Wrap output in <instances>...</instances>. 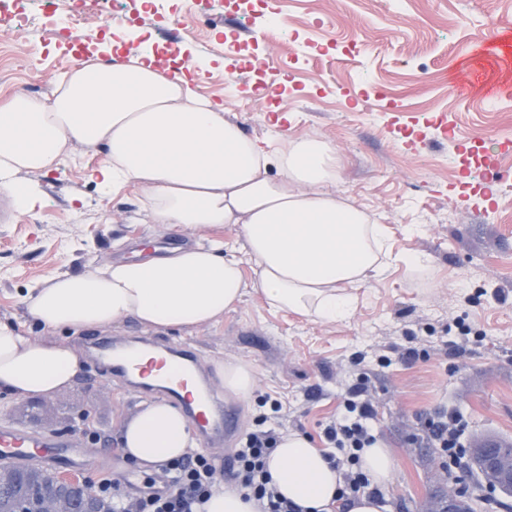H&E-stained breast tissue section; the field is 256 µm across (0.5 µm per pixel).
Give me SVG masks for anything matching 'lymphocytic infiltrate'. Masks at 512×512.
I'll use <instances>...</instances> for the list:
<instances>
[{
	"instance_id": "lymphocytic-infiltrate-1",
	"label": "lymphocytic infiltrate",
	"mask_w": 512,
	"mask_h": 512,
	"mask_svg": "<svg viewBox=\"0 0 512 512\" xmlns=\"http://www.w3.org/2000/svg\"><path fill=\"white\" fill-rule=\"evenodd\" d=\"M374 408L362 386L349 389L344 410L336 421L324 429L328 444L342 450L346 467L339 499L368 494L379 497L380 490L363 472L360 458L363 449L373 447L376 437L369 425ZM279 423L263 417L248 432L239 448L232 453L233 464L225 473H218L212 459L197 452H188L180 460L162 464L165 477L162 487L129 494L118 491L114 481L100 482V492L111 495L112 512H201L202 505L215 492L219 481H227L244 499L256 500L259 512H301L300 506L281 496L272 483L267 461L277 445ZM465 420L460 412L444 410L422 422L414 440L430 448L442 449L448 457L458 456L463 447Z\"/></svg>"
}]
</instances>
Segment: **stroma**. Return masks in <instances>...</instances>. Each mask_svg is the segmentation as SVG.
Here are the masks:
<instances>
[{
    "mask_svg": "<svg viewBox=\"0 0 512 512\" xmlns=\"http://www.w3.org/2000/svg\"><path fill=\"white\" fill-rule=\"evenodd\" d=\"M172 4L174 14L189 17L179 37L151 6L132 0L120 23L89 28L84 52L109 43L127 58L133 34L154 51L170 45L198 60L194 87L223 101L225 118L275 143L322 137L336 151L337 192L387 225L393 254L420 253L427 261L368 280L354 317L343 322L321 324L272 309L248 288L215 324L155 328L128 317L106 328L57 331L54 339L81 353L94 336L193 342L210 386L236 408L240 433L254 428L263 401L277 398L285 430L320 448L348 389L367 377L371 425L395 462L381 489L384 512H428L449 482L441 451L411 440L422 420L455 409L466 421L467 443H512V186L501 189L493 175L461 171L470 148L488 151L494 142L512 141V69L498 61L512 55V0H264L284 19L298 54L307 55L311 44L322 50L307 56L305 70L284 65L264 85L258 77L276 49L262 38L261 18L241 20L224 9L198 20L192 0ZM228 20L239 21L242 41L257 39L252 59L227 56ZM479 41L491 51L475 59L471 48ZM0 48L29 55L36 68L30 78L18 65L0 67V101L16 93L49 97L53 80L76 60L65 34H47L38 24L25 34L0 27ZM471 65L497 86L496 110H488L486 97L453 94L452 74ZM97 162L90 153L67 156L39 176L44 205L36 212L0 198V320L32 336L44 335L21 302L32 284L197 237L174 225L139 223L135 187L101 195L85 177ZM409 347L416 357L402 359ZM237 361L256 371L246 402L224 389L222 370ZM143 405L90 357L58 394L0 393V424L70 433L82 425L78 414H87L98 438L85 440L93 458L78 477L93 487L117 465L136 470L143 488L161 480L160 470L133 467L118 447L121 420Z\"/></svg>",
    "mask_w": 512,
    "mask_h": 512,
    "instance_id": "stroma-1",
    "label": "stroma"
}]
</instances>
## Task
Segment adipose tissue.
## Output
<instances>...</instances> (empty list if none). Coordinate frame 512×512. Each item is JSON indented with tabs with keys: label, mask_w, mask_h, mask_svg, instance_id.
<instances>
[{
	"label": "adipose tissue",
	"mask_w": 512,
	"mask_h": 512,
	"mask_svg": "<svg viewBox=\"0 0 512 512\" xmlns=\"http://www.w3.org/2000/svg\"><path fill=\"white\" fill-rule=\"evenodd\" d=\"M80 61L52 99L23 93L0 105V196L23 212L43 204L34 178L76 151L101 155L89 178L101 193L139 187L146 224L205 233L235 227L242 255L224 243L190 242L163 255L116 259L55 274L22 303L46 330L107 327L132 316L151 327L194 328L223 320L253 286L268 306L329 324L352 318L354 289L387 266L386 228L337 195L336 155L317 137L274 147L225 119L153 50ZM254 264L246 283L241 256ZM71 346L0 321V392L31 397L61 391L82 370ZM178 408L148 404L124 422L119 446L140 465L163 464L196 447ZM279 493L304 512H332L342 476L321 449L296 432L280 436L269 460Z\"/></svg>",
	"instance_id": "adipose-tissue-1"
}]
</instances>
